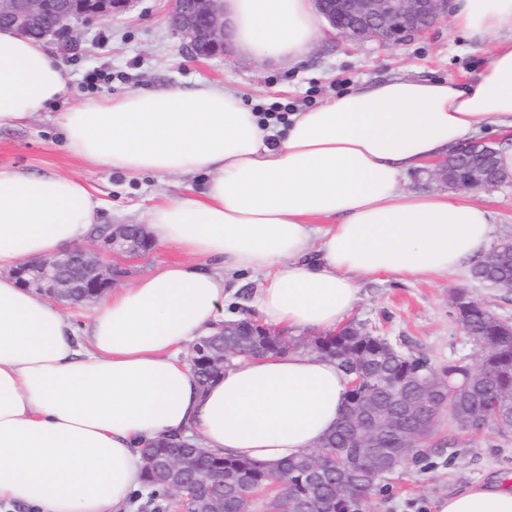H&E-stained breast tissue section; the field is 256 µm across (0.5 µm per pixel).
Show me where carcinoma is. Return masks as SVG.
I'll use <instances>...</instances> for the list:
<instances>
[{
  "label": "carcinoma",
  "instance_id": "obj_1",
  "mask_svg": "<svg viewBox=\"0 0 512 512\" xmlns=\"http://www.w3.org/2000/svg\"><path fill=\"white\" fill-rule=\"evenodd\" d=\"M498 154L499 150L492 145L475 143L461 154L448 156V172L458 171L471 158L479 156L488 175L500 176ZM471 276L490 284L499 281L508 284L512 278V240L495 245L471 268ZM458 319L479 350L480 362L476 367L462 358L436 371L427 359L407 355L387 337L355 324L351 328L358 329L359 336L349 332L302 342L279 333L263 336L252 319L244 317L226 323L224 340L208 336L194 344L201 351L207 349L209 343L222 342L226 350H253L259 355H284L304 348L335 361L346 374L361 378L357 392L346 399L342 421L320 443V447L336 454V464L315 478L304 466L306 459L316 456L314 450L303 452L274 470L233 456L209 453L199 458L197 465L201 469L223 463L224 475L219 489L223 494L224 512H248L253 489L277 483L287 487V494L270 497L264 503L265 512H295L298 501L306 504L307 512H364L365 501L342 495L340 489L372 491L398 469L390 462L418 463L424 458V450L406 447V439L423 430L429 431L441 410L436 397L427 406L409 407L416 399L411 390L419 380L426 379L437 386L444 382L446 388L454 390L455 400L448 410V418L462 431L466 429V420L487 414L500 401L507 402L502 419L490 427L503 434L512 432L509 417L512 412V324L479 309L463 312ZM368 405L381 410L395 409L392 423L379 433L373 448L367 447V437L359 432L360 426L370 424L365 415ZM372 453L389 467L371 466L369 456ZM133 498L144 500L142 508L150 512H167L173 490L167 481L145 473L143 484Z\"/></svg>",
  "mask_w": 512,
  "mask_h": 512
}]
</instances>
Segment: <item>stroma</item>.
Segmentation results:
<instances>
[{
    "instance_id": "35a3bbf8",
    "label": "stroma",
    "mask_w": 512,
    "mask_h": 512,
    "mask_svg": "<svg viewBox=\"0 0 512 512\" xmlns=\"http://www.w3.org/2000/svg\"><path fill=\"white\" fill-rule=\"evenodd\" d=\"M173 9L174 0H134L119 13L83 20L70 32L46 37L49 52L66 69L67 92L59 108L134 89H187L205 79L236 87L256 111L275 107L290 113L395 75L462 81L480 70L488 57L485 47L459 35L451 17L445 16L427 35L398 46L377 40L352 42L326 26L302 66L260 68L237 57L230 47L216 58L187 54L171 25ZM94 69L105 72V80L86 84L87 72ZM0 165L48 169L82 181L105 202L103 229L145 225L152 206L187 189H201L203 180L199 174L151 173L130 179L91 165L67 150L60 131L43 116L18 128L0 129ZM472 197L493 213L492 242L512 238V180L493 190L473 191ZM182 259L177 248L157 244L134 260L112 258V265L124 271L115 285L131 286L157 266ZM460 291L512 322V289L477 281L466 266L420 281L391 276L366 281L350 320L396 341L404 353L428 359L435 369L462 356L474 363L476 350L456 315L454 297ZM427 446L422 462L387 476L381 489L369 496L366 512H434L435 501L456 488L496 479L512 484V432L488 428L470 434L456 429L443 414Z\"/></svg>"
}]
</instances>
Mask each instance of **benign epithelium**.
Returning a JSON list of instances; mask_svg holds the SVG:
<instances>
[{
	"mask_svg": "<svg viewBox=\"0 0 512 512\" xmlns=\"http://www.w3.org/2000/svg\"><path fill=\"white\" fill-rule=\"evenodd\" d=\"M321 13L339 35L354 41L379 40L396 46L414 35L428 32L448 14V0H315ZM46 0H0V19L20 35L43 29L54 35L75 21L95 15H108L126 9L129 0H70L60 5L52 26L44 25ZM352 21L336 22L337 15ZM172 25L182 37L191 55L216 56L224 53L223 0H175ZM435 176L450 189H492L499 186L485 178L481 167L467 166L457 176L448 178V161L436 164ZM104 247L113 255L134 257L149 249L142 228L120 225L104 238ZM17 279L27 287L57 300L74 303L94 301L117 279V270L105 266L99 253L71 248L51 258L30 263L17 272ZM154 475L177 479L187 469L188 459L171 448L154 455L145 464ZM218 475L212 471L196 474L194 480L177 485L178 512H191L188 504L212 493Z\"/></svg>",
	"mask_w": 512,
	"mask_h": 512,
	"instance_id": "1",
	"label": "benign epithelium"
}]
</instances>
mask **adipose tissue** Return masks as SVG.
I'll return each mask as SVG.
<instances>
[{"label": "adipose tissue", "instance_id": "1", "mask_svg": "<svg viewBox=\"0 0 512 512\" xmlns=\"http://www.w3.org/2000/svg\"><path fill=\"white\" fill-rule=\"evenodd\" d=\"M467 39L492 44L465 81L398 76L260 121L237 89L133 90L50 113L67 149L128 177L202 173V196L152 206L154 238L187 254L120 289L84 331L14 276L88 238L104 203L55 172L0 166V504L121 512L142 482L138 444L196 434L219 455L270 468L341 420L350 378L301 350L236 363L200 387L183 345L221 329L233 274L263 275V324L331 331L362 280H420L477 261L492 213L464 196L403 188L410 172L485 127L512 129V0H453ZM237 53L302 61L321 31L313 0H224ZM43 41L0 29V129L61 98ZM437 512H512V488L475 483Z\"/></svg>", "mask_w": 512, "mask_h": 512}]
</instances>
